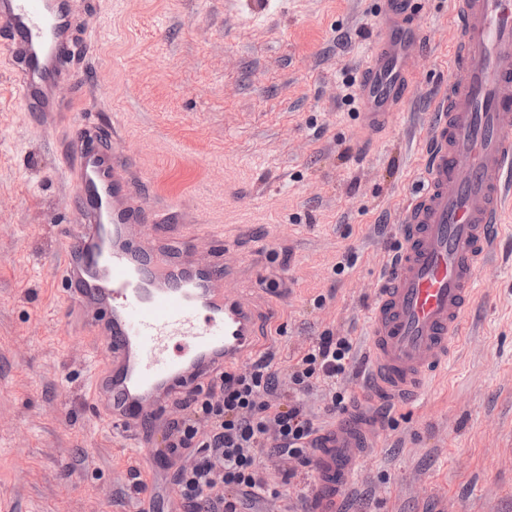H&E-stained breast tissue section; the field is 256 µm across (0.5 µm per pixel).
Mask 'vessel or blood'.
Here are the masks:
<instances>
[{
    "label": "vessel or blood",
    "mask_w": 512,
    "mask_h": 512,
    "mask_svg": "<svg viewBox=\"0 0 512 512\" xmlns=\"http://www.w3.org/2000/svg\"><path fill=\"white\" fill-rule=\"evenodd\" d=\"M457 40L424 145V187L400 226L403 244L376 291L368 321L374 374L350 416L325 427L307 488L310 512H338L380 428L366 405L415 399L451 358L479 286L502 207L512 199V0H454ZM410 0H385L384 28L362 73V127H385L411 89L406 38ZM105 24L85 0H0V67L11 72L22 111L46 116V134L67 123L65 167L76 184L61 249V283L96 332L103 365L89 372L95 406L113 434L154 462L155 423L168 400L242 364L259 333L251 299L229 270L232 255L201 254L198 227L170 257L156 226L172 218L138 186L129 140L64 94L82 68V47Z\"/></svg>",
    "instance_id": "b4317fda"
}]
</instances>
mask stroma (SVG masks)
Masks as SVG:
<instances>
[{"label":"stroma","mask_w":512,"mask_h":512,"mask_svg":"<svg viewBox=\"0 0 512 512\" xmlns=\"http://www.w3.org/2000/svg\"><path fill=\"white\" fill-rule=\"evenodd\" d=\"M106 14L73 87L134 141L155 204L224 227L261 322L257 358L287 377L325 332L352 339L340 388L371 380L367 310L421 190L456 39L449 0H418L424 56L397 121L366 133L361 77L383 0H91ZM107 92H96L102 75ZM0 69V503L8 512H134L141 462L88 394L96 337L56 283L72 188L59 144ZM345 262L337 271V262ZM340 512H512V222L489 249L447 368L418 399L379 402ZM26 453L28 471L15 462Z\"/></svg>","instance_id":"stroma-1"}]
</instances>
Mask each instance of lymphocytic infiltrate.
<instances>
[{"instance_id": "obj_1", "label": "lymphocytic infiltrate", "mask_w": 512, "mask_h": 512, "mask_svg": "<svg viewBox=\"0 0 512 512\" xmlns=\"http://www.w3.org/2000/svg\"><path fill=\"white\" fill-rule=\"evenodd\" d=\"M353 358L352 341L327 332L289 364L287 384L263 360L222 371L219 386L182 400L159 451L175 461L182 512H242L276 496L266 458H296L313 447L321 425L309 394H321L324 415L346 413L349 401L336 385Z\"/></svg>"}]
</instances>
